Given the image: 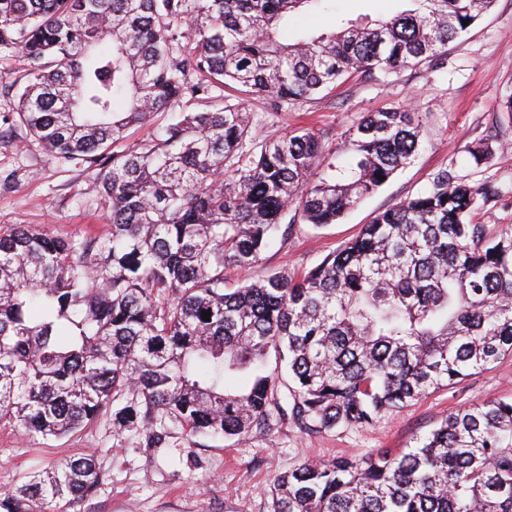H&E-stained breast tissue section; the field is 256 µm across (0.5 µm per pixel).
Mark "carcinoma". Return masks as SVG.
Instances as JSON below:
<instances>
[{
	"instance_id": "carcinoma-1",
	"label": "carcinoma",
	"mask_w": 512,
	"mask_h": 512,
	"mask_svg": "<svg viewBox=\"0 0 512 512\" xmlns=\"http://www.w3.org/2000/svg\"><path fill=\"white\" fill-rule=\"evenodd\" d=\"M320 2L0 0V53L27 62L18 119L53 157L101 167L111 224L82 241L0 232V422L60 437L110 410L150 448L177 430L242 439L275 413L359 431L512 358V235L472 223L498 190L446 170L309 271L224 285L280 224H334L410 163L415 113L363 116L343 165L310 128L255 141L241 101L128 144L227 86L284 104L442 65L494 0H407L288 42V20ZM103 478L92 455L28 472L0 512H76ZM270 496V512H512V400L455 410L397 453L304 462ZM215 98L210 100L203 101H189L183 103L182 106L176 108L175 112H164L157 116H155L147 125L139 127L137 129L131 130V139L134 140H142L149 138L150 136L159 131L162 127L166 126L169 123H173L178 120L179 112H202L206 110H216L222 106V98L226 97L225 100H229L231 103H236L238 101L237 96H240L239 93L233 91L230 88H224L222 90H216L212 94Z\"/></svg>"
}]
</instances>
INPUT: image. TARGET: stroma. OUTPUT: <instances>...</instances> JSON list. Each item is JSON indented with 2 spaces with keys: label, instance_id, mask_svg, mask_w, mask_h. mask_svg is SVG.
Returning a JSON list of instances; mask_svg holds the SVG:
<instances>
[{
  "label": "stroma",
  "instance_id": "1",
  "mask_svg": "<svg viewBox=\"0 0 512 512\" xmlns=\"http://www.w3.org/2000/svg\"><path fill=\"white\" fill-rule=\"evenodd\" d=\"M400 0H323L308 14L290 19L289 38L368 13L394 15ZM443 68L429 65L388 75L358 76L329 94L272 110L266 99H247L256 141L283 137L304 125L320 129L327 149L370 112L404 109L422 125L419 150L410 165L336 223L322 228L298 224L278 237L258 264L226 268L224 283L235 288L281 272L297 275L319 263L370 223L376 212L416 195L445 169L472 184L490 182L501 196L481 205L474 223L496 234L512 233V116L499 109L512 91V0L493 7L449 43ZM491 146L492 159L475 165L472 150ZM99 167L74 165L46 155L21 124L0 135V231L17 227L82 240L107 231ZM512 399V359L472 375L453 388L380 419L363 431L302 432L291 421L246 439L190 435L181 431L159 448L141 447L138 432L116 433L109 415L62 438L27 435L0 423V491L27 472L94 455L106 475L81 512H269L276 475L306 461L368 455L412 446L449 412L483 401Z\"/></svg>",
  "mask_w": 512,
  "mask_h": 512
}]
</instances>
